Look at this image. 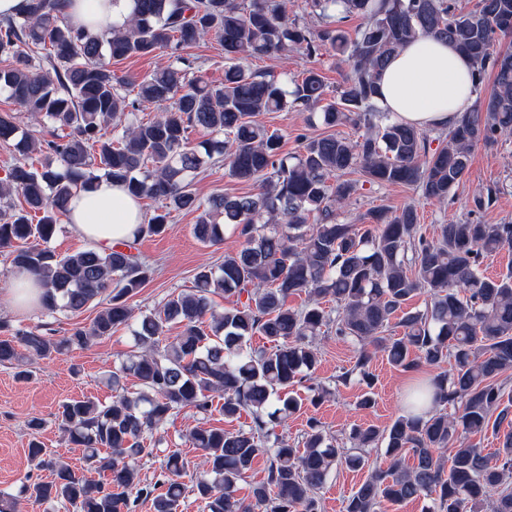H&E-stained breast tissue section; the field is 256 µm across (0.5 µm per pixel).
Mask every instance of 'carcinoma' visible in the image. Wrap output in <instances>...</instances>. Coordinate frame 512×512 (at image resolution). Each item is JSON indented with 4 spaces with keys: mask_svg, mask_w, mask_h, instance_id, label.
<instances>
[{
    "mask_svg": "<svg viewBox=\"0 0 512 512\" xmlns=\"http://www.w3.org/2000/svg\"><path fill=\"white\" fill-rule=\"evenodd\" d=\"M131 3L126 24L110 32L73 25L69 0H25L21 12L0 17V93L18 106L0 113V143L12 156L0 181V249L11 250L13 268L41 279L43 309L97 310L68 336L41 325L1 337L0 365L84 349L119 326L133 337L130 353L108 374L111 401L71 400L57 415L64 436L105 479L90 481L48 456L38 440L43 421L33 417L29 458L51 480L27 484L24 493L73 512H130L135 499L151 501L153 512H181L182 455L167 454L150 483L141 480L139 462L153 454L147 443L160 442L171 417L185 409L206 416L220 397L224 417L245 413L251 425L227 432L200 422L186 431L199 452L193 491L202 512H321L319 491L339 466L368 471L344 512H379L384 500H428L424 512H512V399H505L512 271H482L512 247V224H442L430 240L413 205L394 214L367 211L360 216L369 225L364 231L337 219L357 192L343 178L348 172L359 170L377 184L416 185L426 199L443 203L465 175L472 149L512 134V52L500 49L501 37L512 33V0H478L469 11L449 0H308L320 22L314 29L291 19L285 0ZM353 15L363 20L354 34L344 27ZM420 35L448 40L468 55L475 86L494 73L492 88L441 131L443 145L432 152L425 130L377 104L386 62ZM207 39L224 51L220 83L196 74V61L184 54ZM297 47L340 57L346 76L337 95L317 68L297 79L248 65ZM161 52L167 63L140 80L112 70L114 60ZM147 104L160 115L130 119ZM288 110L307 112L309 124L332 132L302 134L300 150L284 154L281 135L258 116ZM347 124L364 133L351 140L333 132ZM37 125L66 135L41 139ZM196 130L209 135L199 145L191 140ZM38 152L44 159L36 167L30 159ZM219 163L254 190L201 198L192 188L195 175ZM102 179L154 201V216L122 247L57 255L46 243L72 199ZM14 195L24 207L11 204ZM174 212L198 213V241L219 245L229 232L240 246L218 268L200 269L194 288L137 314L130 299L154 269L132 248L163 233ZM302 292L308 303L288 305L289 296ZM420 294L427 296L424 309L404 310ZM215 295L236 301L218 312ZM327 302L336 307L326 309ZM398 312L401 333L389 336ZM169 324L179 327L172 338L164 335ZM329 331L360 345L339 376L344 383L372 387L374 350L405 373L448 360L452 369L417 388L388 427L353 429L349 453L316 421L294 446L275 432L299 409L282 391L316 369L318 341ZM257 334L270 347L252 348ZM129 376L138 391H127ZM489 431L503 435L492 453L471 442ZM380 448L390 460L385 469L370 461ZM261 455L266 480L238 497Z\"/></svg>",
    "mask_w": 512,
    "mask_h": 512,
    "instance_id": "obj_1",
    "label": "carcinoma"
}]
</instances>
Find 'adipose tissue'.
<instances>
[{
    "label": "adipose tissue",
    "instance_id": "adipose-tissue-1",
    "mask_svg": "<svg viewBox=\"0 0 512 512\" xmlns=\"http://www.w3.org/2000/svg\"><path fill=\"white\" fill-rule=\"evenodd\" d=\"M130 0H73V23L123 25ZM475 99L473 66L453 44L421 36L389 59L380 81L379 107L401 121L427 129L451 126ZM67 221L91 244L108 250L132 239L144 221L137 199L123 186L104 181L79 193Z\"/></svg>",
    "mask_w": 512,
    "mask_h": 512
}]
</instances>
